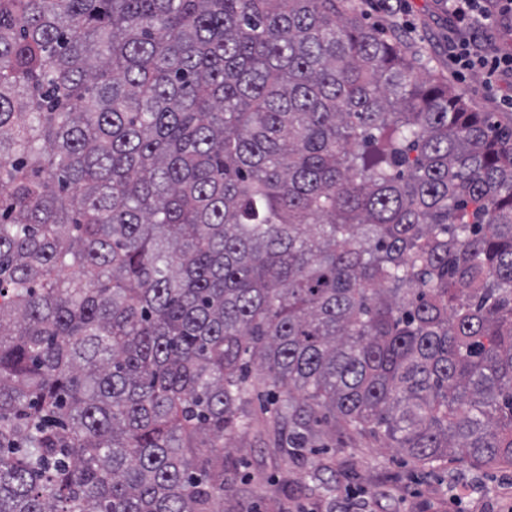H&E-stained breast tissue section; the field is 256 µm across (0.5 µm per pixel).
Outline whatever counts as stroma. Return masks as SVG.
<instances>
[{"label":"stroma","instance_id":"1","mask_svg":"<svg viewBox=\"0 0 512 512\" xmlns=\"http://www.w3.org/2000/svg\"><path fill=\"white\" fill-rule=\"evenodd\" d=\"M365 23L400 36L425 71L459 89L479 112L503 111L499 93L477 77L458 79L448 63V12L443 0H405L400 10L385 0H349ZM316 447L292 448L287 431L248 434L224 452V512H371L370 495L383 489L381 512H506L512 505V468L473 466L448 458L412 462L371 434L359 435L333 418L314 424ZM468 487L463 505L451 503L448 486Z\"/></svg>","mask_w":512,"mask_h":512}]
</instances>
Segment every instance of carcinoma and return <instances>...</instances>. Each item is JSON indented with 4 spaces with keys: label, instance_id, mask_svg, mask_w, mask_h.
Segmentation results:
<instances>
[{
    "label": "carcinoma",
    "instance_id": "cac0c4a2",
    "mask_svg": "<svg viewBox=\"0 0 512 512\" xmlns=\"http://www.w3.org/2000/svg\"><path fill=\"white\" fill-rule=\"evenodd\" d=\"M277 389L512 466V113L345 0H0V512H224Z\"/></svg>",
    "mask_w": 512,
    "mask_h": 512
}]
</instances>
